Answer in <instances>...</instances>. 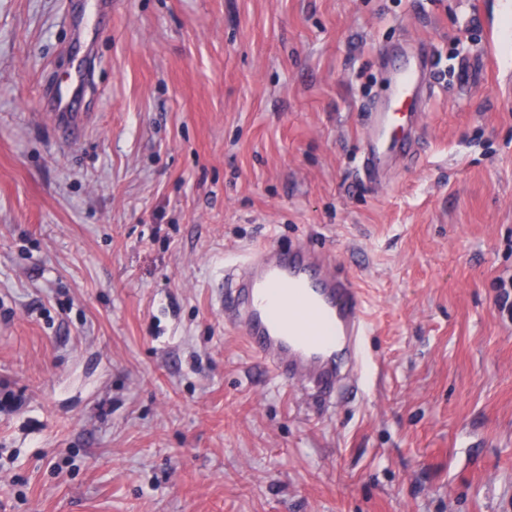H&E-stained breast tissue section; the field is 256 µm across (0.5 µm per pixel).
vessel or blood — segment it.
I'll return each mask as SVG.
<instances>
[{"instance_id": "b4317fda", "label": "vessel or blood", "mask_w": 512, "mask_h": 512, "mask_svg": "<svg viewBox=\"0 0 512 512\" xmlns=\"http://www.w3.org/2000/svg\"><path fill=\"white\" fill-rule=\"evenodd\" d=\"M431 77L422 47L404 54L394 69L387 102L370 114L361 156L367 178L413 153L422 86ZM88 82V73L71 75L48 99L49 115L63 134L84 126L75 101ZM225 279V321L241 331L252 354L281 381L313 386L329 397L346 371L365 363L366 300L355 277L330 253L300 242L285 249L265 243Z\"/></svg>"}]
</instances>
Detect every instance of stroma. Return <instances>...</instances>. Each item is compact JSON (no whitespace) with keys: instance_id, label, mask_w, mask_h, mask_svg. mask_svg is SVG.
<instances>
[{"instance_id":"35a3bbf8","label":"stroma","mask_w":512,"mask_h":512,"mask_svg":"<svg viewBox=\"0 0 512 512\" xmlns=\"http://www.w3.org/2000/svg\"><path fill=\"white\" fill-rule=\"evenodd\" d=\"M70 4L0 0V512H512L500 0H112L79 37ZM422 40L420 153L363 180L380 58ZM86 59L68 139L45 97ZM267 242L362 283L337 402L224 323Z\"/></svg>"}]
</instances>
